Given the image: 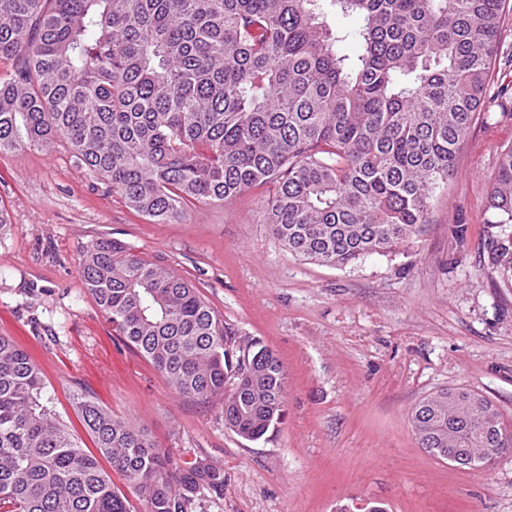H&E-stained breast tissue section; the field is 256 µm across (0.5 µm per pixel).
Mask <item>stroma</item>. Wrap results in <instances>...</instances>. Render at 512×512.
Returning <instances> with one entry per match:
<instances>
[{
	"label": "stroma",
	"mask_w": 512,
	"mask_h": 512,
	"mask_svg": "<svg viewBox=\"0 0 512 512\" xmlns=\"http://www.w3.org/2000/svg\"><path fill=\"white\" fill-rule=\"evenodd\" d=\"M512 145V57L500 55L429 222L396 249L344 267L295 256L265 221L271 185L221 203H191L154 222L61 145L0 152V336L41 370L61 421L84 428L86 393L147 427L173 465L224 470V495L192 512H512V450L478 469L419 448L414 405L444 388L479 392L512 432V282L485 248L512 249L487 194ZM100 238L192 282L239 343L259 342L286 374L285 417L249 442L218 407L178 396L116 333L83 288L78 254Z\"/></svg>",
	"instance_id": "1"
}]
</instances>
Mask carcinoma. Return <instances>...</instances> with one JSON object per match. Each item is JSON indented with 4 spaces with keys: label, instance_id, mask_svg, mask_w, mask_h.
Here are the masks:
<instances>
[{
    "label": "carcinoma",
    "instance_id": "carcinoma-1",
    "mask_svg": "<svg viewBox=\"0 0 512 512\" xmlns=\"http://www.w3.org/2000/svg\"><path fill=\"white\" fill-rule=\"evenodd\" d=\"M320 0H0V151L69 145L126 205L156 221L274 184L266 223L292 254L332 267L390 250L428 222L455 174L501 43L506 0H331L362 25L320 21ZM359 42L351 60L345 38ZM512 224V146L487 196ZM90 295L125 343L180 396L220 407L247 441L284 418L286 373L257 342L236 344L199 290L112 239L79 255ZM410 416L417 443L455 448L469 403L502 448L496 406L476 391L437 393ZM96 451L60 422L39 368L0 336V512H189L224 495V469L171 466L148 428L73 396Z\"/></svg>",
    "mask_w": 512,
    "mask_h": 512
}]
</instances>
